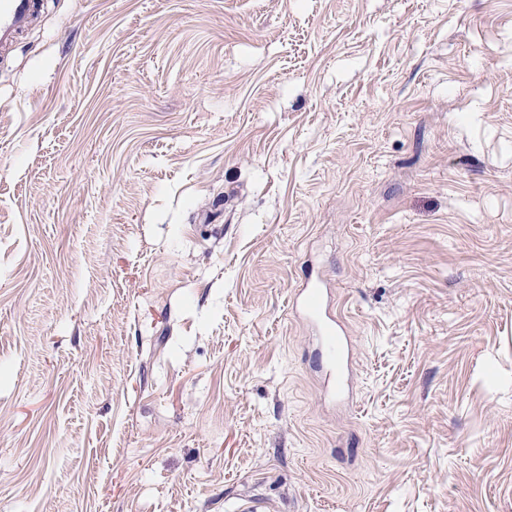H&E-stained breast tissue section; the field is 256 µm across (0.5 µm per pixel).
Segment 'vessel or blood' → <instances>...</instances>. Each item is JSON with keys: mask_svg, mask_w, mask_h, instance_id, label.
Masks as SVG:
<instances>
[{"mask_svg": "<svg viewBox=\"0 0 512 512\" xmlns=\"http://www.w3.org/2000/svg\"><path fill=\"white\" fill-rule=\"evenodd\" d=\"M41 11L40 0H0V63L9 60ZM292 308L311 330L319 364L325 371L324 395L349 401L353 390L352 340L335 315L332 293L322 276H306L294 294Z\"/></svg>", "mask_w": 512, "mask_h": 512, "instance_id": "obj_1", "label": "vessel or blood"}]
</instances>
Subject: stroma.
<instances>
[{
	"instance_id": "stroma-1",
	"label": "stroma",
	"mask_w": 512,
	"mask_h": 512,
	"mask_svg": "<svg viewBox=\"0 0 512 512\" xmlns=\"http://www.w3.org/2000/svg\"><path fill=\"white\" fill-rule=\"evenodd\" d=\"M243 497L512 512V0H45L0 64V512ZM292 308L309 326L317 346L319 365L325 370L324 395L348 403L353 390L352 340L335 315L331 290L321 275L307 273L294 293Z\"/></svg>"
}]
</instances>
